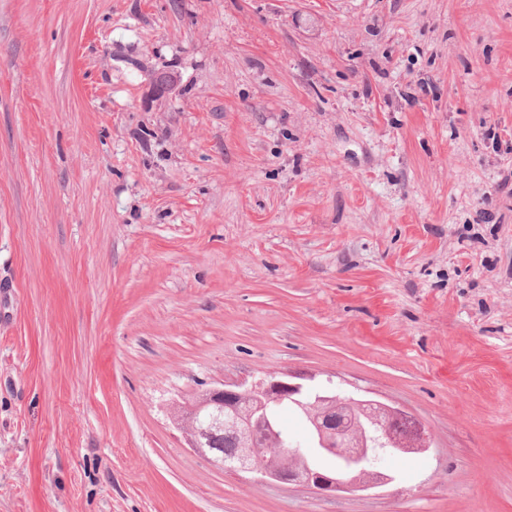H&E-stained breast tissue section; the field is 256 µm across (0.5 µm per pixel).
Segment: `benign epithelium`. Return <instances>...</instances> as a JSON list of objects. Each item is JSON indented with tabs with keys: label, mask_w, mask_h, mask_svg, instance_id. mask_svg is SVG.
<instances>
[{
	"label": "benign epithelium",
	"mask_w": 512,
	"mask_h": 512,
	"mask_svg": "<svg viewBox=\"0 0 512 512\" xmlns=\"http://www.w3.org/2000/svg\"><path fill=\"white\" fill-rule=\"evenodd\" d=\"M288 401L301 409L311 433L301 446L286 438L271 423L273 405ZM370 405L403 423L388 429L383 440L368 442L360 423L337 425V417L353 407ZM186 435L188 447L213 454L215 463L225 469L258 474L270 480L299 486L317 493L365 490L393 481L381 471L379 460L390 446L404 453L430 447V436L412 416L375 400L362 401L328 390H313L287 378L272 376L249 387L222 384L202 391L193 410L174 414ZM264 427L267 442L277 447L270 458L259 455L255 428ZM231 431L238 440V456L228 461L215 448H205V438L216 431Z\"/></svg>",
	"instance_id": "1"
}]
</instances>
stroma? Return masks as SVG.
I'll return each mask as SVG.
<instances>
[{"label":"stroma","instance_id":"obj_1","mask_svg":"<svg viewBox=\"0 0 512 512\" xmlns=\"http://www.w3.org/2000/svg\"><path fill=\"white\" fill-rule=\"evenodd\" d=\"M509 176L512 0H0V512H512ZM274 373L431 446L331 495L188 447Z\"/></svg>","mask_w":512,"mask_h":512}]
</instances>
